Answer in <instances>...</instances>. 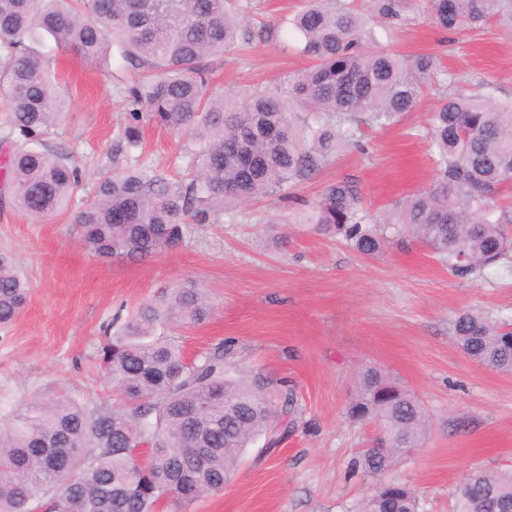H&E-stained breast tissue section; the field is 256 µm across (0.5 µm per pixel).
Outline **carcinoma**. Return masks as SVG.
Listing matches in <instances>:
<instances>
[{"label":"carcinoma","instance_id":"obj_1","mask_svg":"<svg viewBox=\"0 0 512 512\" xmlns=\"http://www.w3.org/2000/svg\"><path fill=\"white\" fill-rule=\"evenodd\" d=\"M398 8L399 0H369L362 12L342 0H304L260 37L293 34L312 65L291 79L286 95L255 90L240 100L210 89L207 59L253 40L242 26L252 0H0V97L9 130L0 168L16 208L47 221L84 189L81 171L44 140L65 107L37 49L45 38L96 68L110 63L114 49L138 75L124 91L127 148L141 145L145 123L182 141L191 179L146 168L104 172L74 214L82 245L98 258L147 257L182 241L187 225L222 224L224 215L323 169L344 148L361 146L363 128L414 111L439 75L436 59L364 50L378 41L369 16L393 17ZM502 8L512 11V0H428L427 11L435 25L459 30ZM426 138L437 176L385 223L426 243L454 275L477 277L512 252V209L498 204L512 184V104L480 92L444 97ZM307 223L370 257L386 242L348 178L323 189ZM29 294L13 257L0 253L1 326L20 315ZM211 313L203 289L186 280L112 319L99 362L127 400L123 407L60 396L15 410L0 425V512H38L44 502L48 512H189L200 497L224 491L255 438L278 443L290 424L292 390L282 393L278 413L263 386L227 374L228 342L189 359L173 336ZM452 339L484 368L512 374V319L464 311ZM347 416L379 426L358 462L369 478L390 471L427 430L418 399L379 369L359 376ZM141 446L150 449L143 461ZM389 486H376L353 512H419L413 488L402 483L391 498ZM455 499L456 512H512V471H473Z\"/></svg>","mask_w":512,"mask_h":512}]
</instances>
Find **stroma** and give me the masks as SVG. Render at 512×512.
<instances>
[{
  "label": "stroma",
  "instance_id": "1",
  "mask_svg": "<svg viewBox=\"0 0 512 512\" xmlns=\"http://www.w3.org/2000/svg\"><path fill=\"white\" fill-rule=\"evenodd\" d=\"M375 26L400 53L436 57L447 81L426 90L398 124L365 130L366 151L344 149L292 184L287 199L260 198L223 223L188 225L166 251L100 260L81 245L72 212L32 220L9 203L0 173V252L15 258L31 285L17 320L0 327V423L35 395L122 404L98 362L104 325L189 278L214 312L179 329L187 356L229 341L230 373L263 381L275 406L292 389L297 410L277 446L256 439L224 491L200 498L190 512H352L375 485L354 468L378 426L346 416L356 378L369 368L412 391L429 417L420 447L385 475L414 488L420 512H453L455 488L471 471L512 470V374L471 361L450 332L465 310L512 318V273L457 278L422 242L391 229L382 252L367 257L301 223L323 188L345 177L356 181L363 208L381 219L430 183L436 164L425 128L437 101L457 85L512 101V17L501 12L447 31L429 20L425 0H401L397 16L376 17ZM39 50L56 60L69 102L47 142L66 149L86 181L115 162L186 172L177 138L156 127H144L142 148L117 154L126 122L122 89L132 72L87 67L50 39ZM308 64L282 41L257 38L214 62V87L241 97L279 93ZM271 219L286 244L272 245Z\"/></svg>",
  "mask_w": 512,
  "mask_h": 512
}]
</instances>
